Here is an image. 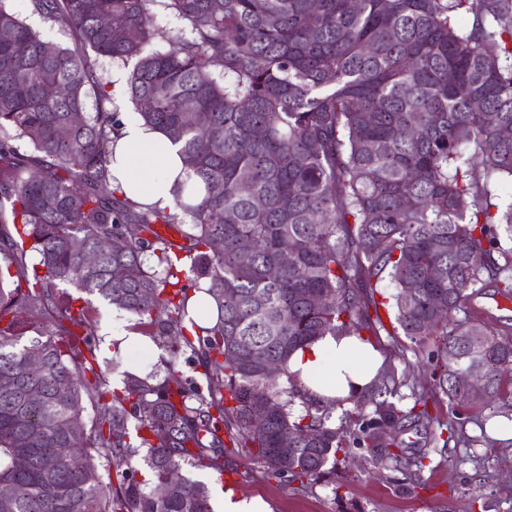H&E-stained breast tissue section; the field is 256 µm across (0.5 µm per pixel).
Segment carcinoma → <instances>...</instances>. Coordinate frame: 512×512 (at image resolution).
<instances>
[{
  "label": "carcinoma",
  "mask_w": 512,
  "mask_h": 512,
  "mask_svg": "<svg viewBox=\"0 0 512 512\" xmlns=\"http://www.w3.org/2000/svg\"><path fill=\"white\" fill-rule=\"evenodd\" d=\"M30 4L72 45L43 39L0 0V380L12 379L0 385V487L11 490L0 512H213L208 486L185 467L223 468L228 441L275 478L319 482L345 451L344 432L327 426L343 402L308 397L288 361L323 336L379 335L385 278L394 334L419 348L434 341L433 394L480 411L507 397L512 343L459 313L490 282L512 292V247L498 234L512 241V203H496L512 183V0ZM155 4L188 27L166 50L150 47ZM106 16L123 21L121 37ZM91 51L132 64L129 98L181 145L201 202L179 195L163 216L116 196L117 120ZM161 216L190 219L183 243L157 233ZM285 251L288 264L269 278ZM31 252L40 273L28 272ZM191 276L218 309L194 340L184 333ZM63 285L85 294L82 305L57 302ZM97 301L155 340L180 338L174 354L200 351L221 382L204 391L175 374L154 384L127 371L108 389L92 340ZM31 318L44 328L27 338ZM31 349L44 358L35 371ZM470 373L489 397L466 392ZM400 386L386 372L342 411L356 444L395 463L402 449L388 432L433 419L427 398ZM87 396L103 402L91 419ZM258 406L269 409L262 426ZM285 432L291 448L279 445ZM138 448L149 486L135 480ZM103 455L114 483L99 473ZM167 484L180 494L164 495Z\"/></svg>",
  "instance_id": "1"
}]
</instances>
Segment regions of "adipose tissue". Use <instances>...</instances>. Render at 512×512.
I'll return each mask as SVG.
<instances>
[{"label": "adipose tissue", "mask_w": 512, "mask_h": 512, "mask_svg": "<svg viewBox=\"0 0 512 512\" xmlns=\"http://www.w3.org/2000/svg\"><path fill=\"white\" fill-rule=\"evenodd\" d=\"M112 82L111 105L119 120L112 142V187L141 207L173 212L179 183L196 187L200 181L187 176L180 145L127 105L123 73L113 72ZM383 362L382 353L359 337L327 335L294 352L289 369L311 397L329 402L364 392Z\"/></svg>", "instance_id": "ef3b65f1"}]
</instances>
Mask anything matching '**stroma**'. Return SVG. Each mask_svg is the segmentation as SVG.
<instances>
[{
	"label": "stroma",
	"mask_w": 512,
	"mask_h": 512,
	"mask_svg": "<svg viewBox=\"0 0 512 512\" xmlns=\"http://www.w3.org/2000/svg\"><path fill=\"white\" fill-rule=\"evenodd\" d=\"M470 317L491 326L512 341V296L488 285L468 304ZM374 345L385 367L406 372L409 382L421 383L426 366L405 336L380 333ZM437 421L452 427L445 451L429 442L424 426L402 431L407 457H423V468H409L349 444L334 468L318 484L303 488L269 477L246 455L228 456L223 471L190 469L192 478L209 487L223 486L224 472L234 473L233 498H259L272 512H512V437L500 440L498 429H512V404L497 401L481 417L456 415L447 401L437 404Z\"/></svg>",
	"instance_id": "stroma-1"
}]
</instances>
